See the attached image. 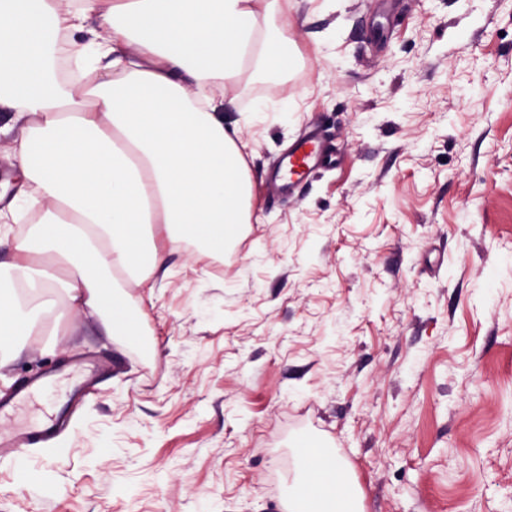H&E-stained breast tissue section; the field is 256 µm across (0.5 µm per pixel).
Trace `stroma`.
I'll return each mask as SVG.
<instances>
[{
    "mask_svg": "<svg viewBox=\"0 0 512 512\" xmlns=\"http://www.w3.org/2000/svg\"><path fill=\"white\" fill-rule=\"evenodd\" d=\"M293 62L244 74L251 222L126 279L141 343L42 297L0 360L55 372L69 420L0 459V512H283L309 436L364 512H512V0H277ZM336 146L296 200L266 173L307 125ZM0 112V209L21 180ZM108 362L70 398L75 362Z\"/></svg>",
    "mask_w": 512,
    "mask_h": 512,
    "instance_id": "stroma-1",
    "label": "stroma"
}]
</instances>
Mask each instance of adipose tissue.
<instances>
[{
  "label": "adipose tissue",
  "mask_w": 512,
  "mask_h": 512,
  "mask_svg": "<svg viewBox=\"0 0 512 512\" xmlns=\"http://www.w3.org/2000/svg\"><path fill=\"white\" fill-rule=\"evenodd\" d=\"M275 0H0V108L27 125L14 149L27 190L9 223L31 228L0 267V351L33 335L15 284L59 288L71 308L139 341L116 274L148 278L152 227L171 251L214 252L251 219L242 150L224 125V95L249 63L285 68L283 30L261 26ZM103 29L72 40L89 13ZM68 37L83 76L56 77ZM300 475L288 512H362L346 466L321 444L295 442Z\"/></svg>",
  "instance_id": "1"
}]
</instances>
